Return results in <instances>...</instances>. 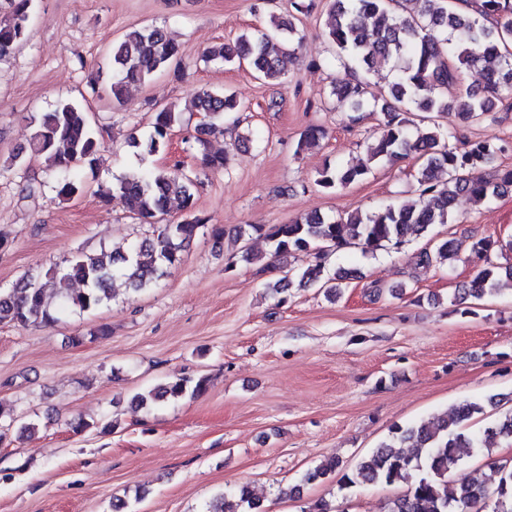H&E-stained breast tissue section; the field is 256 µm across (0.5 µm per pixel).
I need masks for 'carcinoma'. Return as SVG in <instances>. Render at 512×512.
I'll return each instance as SVG.
<instances>
[{
	"mask_svg": "<svg viewBox=\"0 0 512 512\" xmlns=\"http://www.w3.org/2000/svg\"><path fill=\"white\" fill-rule=\"evenodd\" d=\"M34 10V0H0V58L22 44ZM325 31L333 46L334 62L366 73L389 67L388 96L369 97L367 84L338 79L330 94L349 102L351 122L357 124L373 111L380 117L381 135L367 147L366 159L356 165L337 164L319 174L316 185L326 192L358 183L380 163L395 164L410 156L423 161L416 177L419 200L389 204L364 215L351 213L339 219L312 212L288 224H247L235 231L238 240L256 234L270 246V256L304 254L310 262L290 268L273 287L283 291L293 284L317 285L335 299L351 272L329 270L330 256L350 245L373 254L386 245L399 247L420 238L436 224H446L458 196L490 200L512 187V168L494 177L484 169L494 162L500 148L490 139L452 142L456 135L439 123L453 115L463 123L484 121L512 98V0H476L473 12L457 9L454 0H328ZM303 39L291 20H273L269 29L243 33L234 40L207 48L206 62L247 65L267 83L287 81L288 65L296 59ZM112 72L110 92L117 101L131 84L142 83L167 69L181 57V49L168 32L156 25L128 30L108 53ZM481 67L485 85L460 88L465 69ZM197 112L207 124L194 136L201 166L224 169L227 157L210 150V138L224 135V125L239 124L240 104L223 92L202 89L196 96ZM425 114L429 125L412 128L409 115ZM33 131L27 144L17 148L0 165V177L28 159H44L54 172V190L68 201L82 188V173L93 166L101 148L89 112L79 103L63 100L53 109L30 117ZM183 125V115L166 105L154 112L150 131L131 135L127 147L139 158L164 152L169 136ZM445 174L435 180V173ZM198 177L181 161L163 168H131L101 198L123 199L134 218L146 224L170 212L176 201L180 220L159 224L157 234L124 250L81 252L53 264L43 273L21 278L0 289V324L19 328L51 327L69 310L88 312L113 298V282L121 279L137 293L149 287L164 271L180 261V251L209 222L196 208ZM494 243L480 239L471 246L479 262L474 278L455 290L454 301L479 298L497 291L501 277L512 279V264L501 266L491 259ZM458 250L452 240H440L415 256L422 268L445 266ZM77 282L82 289L61 294L54 304L46 294L54 280ZM208 387V379L173 378L138 394L135 400L148 407L161 400L196 397ZM483 413L479 401H465L428 422L398 427L391 438L364 457L350 473L337 480L338 490L357 484L403 482L407 490L388 503L385 512H484L490 493L496 494L492 512H512V465L490 455L505 442L512 443V408L495 421L474 431L472 422ZM413 452L408 453L405 448ZM472 448L487 455L494 491L484 481L448 480L449 465L459 461L457 449ZM339 462L330 458L308 471L314 481L335 474ZM204 512H265L247 484L224 494Z\"/></svg>",
	"mask_w": 512,
	"mask_h": 512,
	"instance_id": "carcinoma-1",
	"label": "carcinoma"
}]
</instances>
